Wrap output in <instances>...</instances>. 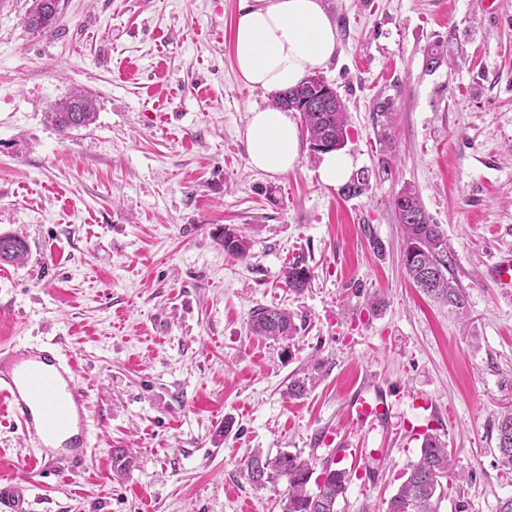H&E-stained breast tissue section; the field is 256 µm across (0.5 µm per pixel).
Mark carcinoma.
<instances>
[{
    "instance_id": "obj_1",
    "label": "carcinoma",
    "mask_w": 512,
    "mask_h": 512,
    "mask_svg": "<svg viewBox=\"0 0 512 512\" xmlns=\"http://www.w3.org/2000/svg\"><path fill=\"white\" fill-rule=\"evenodd\" d=\"M64 4L62 0H31L25 15L27 28L37 34H48L56 27ZM273 105L299 113L312 155L322 153L315 145L331 141L334 150L345 144L347 114L346 103L337 94L328 95L323 87L315 86L311 76H306L296 87L274 95ZM97 115V100L82 89H77L51 107L49 117L61 132L87 127ZM376 122L381 128V138L389 136L393 128L392 102L376 104ZM369 177L353 176L341 188L346 198L359 197L367 190ZM392 205L403 228V253L416 250L414 262L406 267L412 282L434 300L461 309L465 298L462 290L447 276L450 266L448 238L439 225L430 222L418 194L404 188L392 200ZM250 249L249 239L232 228L224 229V252L243 259ZM27 254V244L18 235H0V262L20 263ZM311 281L310 269L294 262L285 271V285L293 292H301ZM253 335L271 339L290 340L297 333L294 315L276 307L254 310L249 319ZM498 451L501 465L512 470V414L498 421ZM132 463L129 452L123 448L112 451V470L121 474ZM248 481L257 488L277 480H285L287 492L282 500L281 512H338L337 505L347 491V471L324 467L317 479L321 481L318 493L308 490L313 475L309 463L298 454L279 452L272 456L260 450L244 460ZM456 478V468L447 444L434 433L423 438L419 456L405 473V480L387 502L385 512H438L444 497V482Z\"/></svg>"
}]
</instances>
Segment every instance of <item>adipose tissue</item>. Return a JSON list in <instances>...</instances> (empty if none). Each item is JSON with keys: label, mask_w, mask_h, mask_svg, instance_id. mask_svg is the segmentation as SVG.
Returning a JSON list of instances; mask_svg holds the SVG:
<instances>
[{"label": "adipose tissue", "mask_w": 512, "mask_h": 512, "mask_svg": "<svg viewBox=\"0 0 512 512\" xmlns=\"http://www.w3.org/2000/svg\"><path fill=\"white\" fill-rule=\"evenodd\" d=\"M336 43L320 0H254L233 22L231 51L243 83L276 92L323 68ZM246 138L251 166L266 174L288 173L299 157V127L279 108L251 109Z\"/></svg>", "instance_id": "adipose-tissue-1"}]
</instances>
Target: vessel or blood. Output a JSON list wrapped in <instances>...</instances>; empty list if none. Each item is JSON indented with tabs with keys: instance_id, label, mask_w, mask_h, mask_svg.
Segmentation results:
<instances>
[{
	"instance_id": "obj_1",
	"label": "vessel or blood",
	"mask_w": 512,
	"mask_h": 512,
	"mask_svg": "<svg viewBox=\"0 0 512 512\" xmlns=\"http://www.w3.org/2000/svg\"><path fill=\"white\" fill-rule=\"evenodd\" d=\"M500 287L512 288V251L496 258L490 269ZM91 395L79 376L72 358L63 356L57 342L31 346L0 343V403L20 427L25 444L34 447L27 469L39 477H49V460L73 465L85 461L90 449ZM353 409L356 427L385 417L386 398L368 399L357 395ZM0 512H31L24 489L13 482L0 483Z\"/></svg>"
}]
</instances>
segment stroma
Instances as JSON below:
<instances>
[{
  "label": "stroma",
  "instance_id": "1",
  "mask_svg": "<svg viewBox=\"0 0 512 512\" xmlns=\"http://www.w3.org/2000/svg\"><path fill=\"white\" fill-rule=\"evenodd\" d=\"M336 53L322 76L349 107L344 153L388 161L347 199L301 146L287 174L249 164L246 126L271 93L239 80L232 23L245 0H64L53 35L0 0V339L58 340L77 359L97 428L80 472L30 486L32 512H280L254 489L255 450L347 470L340 512H384L426 433L467 478L439 512H497L512 496L497 423L512 412V288L486 277L512 249V0H322ZM447 55L426 67L430 48ZM93 93V124L59 132L52 103ZM395 123L380 142L377 102ZM413 188L447 236L457 310L408 278L392 199ZM252 241L224 252L225 228ZM312 281L290 291L283 272ZM295 315L292 340L252 335L255 308ZM308 380L302 398L288 395ZM385 421L358 429L360 389ZM233 419L225 428V419ZM133 466L112 472V449ZM21 431L0 415V459L26 478ZM27 254V244L18 235H0V262L13 264L21 263ZM311 277L309 268L299 262H294L285 271V285L293 292H301L307 288Z\"/></svg>",
  "mask_w": 512,
  "mask_h": 512
}]
</instances>
